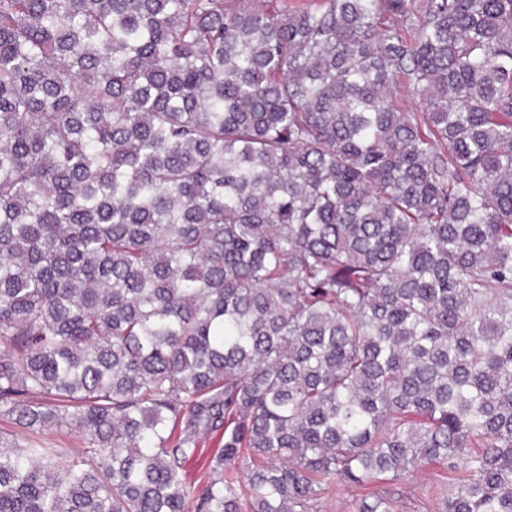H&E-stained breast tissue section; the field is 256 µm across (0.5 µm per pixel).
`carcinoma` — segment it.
I'll return each instance as SVG.
<instances>
[{"label": "carcinoma", "instance_id": "carcinoma-1", "mask_svg": "<svg viewBox=\"0 0 512 512\" xmlns=\"http://www.w3.org/2000/svg\"><path fill=\"white\" fill-rule=\"evenodd\" d=\"M265 2L0 0V512H512V0ZM31 437L47 448H63L65 451L75 450L83 445L78 434L67 428L46 430L42 434H33ZM219 442L220 438L217 435L201 440L198 455L185 465V475L189 483L201 486L208 480L210 473L208 462ZM457 471L448 469V464H425L419 474V479L413 489L411 497L413 512H440V502L444 490H448V480L457 475ZM390 488L391 486L389 485H377L376 487H371L367 490H355L352 492L353 495L347 494L343 491L334 490L325 500L324 512H357L356 510L359 498L373 492L378 493L387 491Z\"/></svg>", "mask_w": 512, "mask_h": 512}]
</instances>
